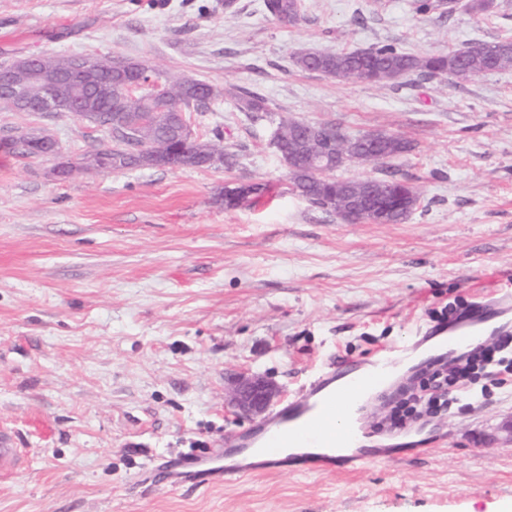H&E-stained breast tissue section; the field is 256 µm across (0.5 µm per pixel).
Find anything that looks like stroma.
Masks as SVG:
<instances>
[{
  "instance_id": "1",
  "label": "stroma",
  "mask_w": 512,
  "mask_h": 512,
  "mask_svg": "<svg viewBox=\"0 0 512 512\" xmlns=\"http://www.w3.org/2000/svg\"><path fill=\"white\" fill-rule=\"evenodd\" d=\"M417 14L413 0H302L282 26L264 0H0V66L30 55H108L228 87L187 114L231 164L97 173L108 129L0 104V434L23 456L0 474V512H504L512 505V390L425 421L444 439L351 473L287 470L208 488L150 478L161 460L248 432L225 387L260 374L291 399L336 356L362 361L430 326L432 311L512 289V70L454 85L384 87L299 69L300 51L394 43L424 55L512 38V0ZM246 89L272 110L242 112ZM409 140L396 224H348L292 190L268 146L278 117ZM43 134L47 157L2 141ZM76 165L67 180L55 167ZM261 184L229 208L225 187Z\"/></svg>"
}]
</instances>
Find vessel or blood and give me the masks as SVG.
I'll return each instance as SVG.
<instances>
[{
	"label": "vessel or blood",
	"instance_id": "b4317fda",
	"mask_svg": "<svg viewBox=\"0 0 512 512\" xmlns=\"http://www.w3.org/2000/svg\"><path fill=\"white\" fill-rule=\"evenodd\" d=\"M512 333V291L478 299L468 316L432 327L426 335L441 339L436 362L483 336ZM406 349H385L372 357L369 369L332 363L268 420L245 434H230L218 453L187 456L162 462L155 481L173 488H205L250 475L259 470H347L364 463L360 451H349L355 425L343 424L350 401L358 396L376 399L396 381L395 371Z\"/></svg>",
	"mask_w": 512,
	"mask_h": 512
}]
</instances>
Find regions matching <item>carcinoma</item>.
Masks as SVG:
<instances>
[{
	"label": "carcinoma",
	"instance_id": "1",
	"mask_svg": "<svg viewBox=\"0 0 512 512\" xmlns=\"http://www.w3.org/2000/svg\"><path fill=\"white\" fill-rule=\"evenodd\" d=\"M268 14L284 25L295 24L300 17L299 0H264ZM493 54L498 58L497 69H512V38L493 42L474 43L452 53L413 55L402 51L393 43L353 51L315 52L305 56L299 52L294 56L295 65L305 71L319 73L342 82L363 83L385 86L400 78L416 75L424 78L450 79L459 84L471 80L483 67V56ZM166 84V97L158 101L150 91L128 92L124 87L112 84V90L103 100L106 113L123 112L127 120L114 127L112 135L115 145L97 151L94 156H85L96 162L92 169L123 170L140 166V156L132 148L141 146L155 149L172 141L173 126L165 123L144 129L141 137L133 140L125 126L129 121L145 112H189L205 107L224 96V88L196 81L189 84L183 76L163 72ZM241 109L254 120L265 118L269 114L266 100L251 95L240 99ZM389 139L388 153L380 157L375 164L385 165L412 150L409 142L402 138ZM47 136L23 135L13 140L10 152L22 157L46 156L49 154ZM180 153L188 168L205 167L208 154H224V138L201 142L183 137L177 141ZM320 151L317 144L304 147L302 161L290 171L294 190L312 206L326 212L335 213L334 203L340 201V192L347 182L336 178L324 177L320 170L309 162L311 154Z\"/></svg>",
	"mask_w": 512,
	"mask_h": 512
}]
</instances>
